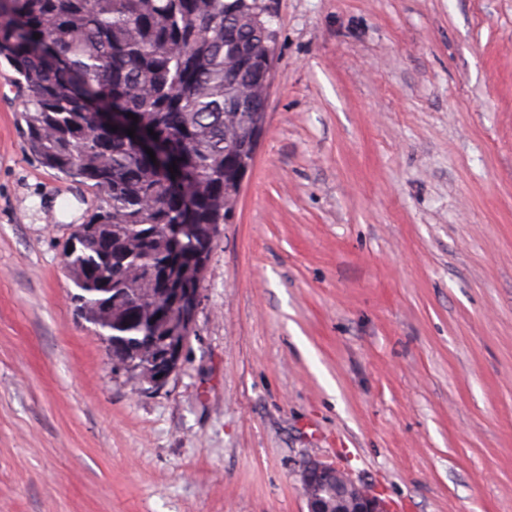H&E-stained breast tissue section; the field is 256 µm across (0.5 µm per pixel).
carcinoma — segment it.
Returning a JSON list of instances; mask_svg holds the SVG:
<instances>
[{
  "label": "carcinoma",
  "instance_id": "carcinoma-1",
  "mask_svg": "<svg viewBox=\"0 0 512 512\" xmlns=\"http://www.w3.org/2000/svg\"><path fill=\"white\" fill-rule=\"evenodd\" d=\"M266 9L267 0H0V58L19 75L30 150L99 195L92 232L64 251L66 270L83 318L118 345L158 335L131 303L149 306L178 258L209 257L241 192L266 123L264 112L240 111L275 57ZM131 128L157 142L155 159Z\"/></svg>",
  "mask_w": 512,
  "mask_h": 512
}]
</instances>
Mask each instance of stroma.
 <instances>
[{"mask_svg":"<svg viewBox=\"0 0 512 512\" xmlns=\"http://www.w3.org/2000/svg\"><path fill=\"white\" fill-rule=\"evenodd\" d=\"M266 128L166 385L112 367L0 68V512H512V0H271ZM300 482L308 512H387L385 502L347 472L307 456L300 469ZM329 491L332 500L322 493Z\"/></svg>","mask_w":512,"mask_h":512,"instance_id":"35a3bbf8","label":"stroma"}]
</instances>
